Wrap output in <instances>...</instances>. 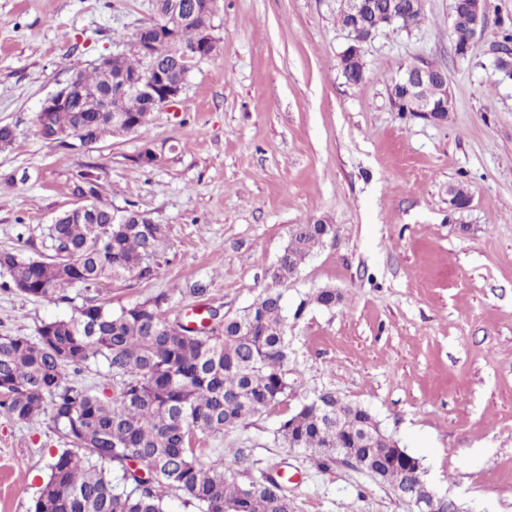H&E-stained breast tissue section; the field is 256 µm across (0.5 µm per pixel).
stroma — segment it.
<instances>
[{
	"label": "stroma",
	"mask_w": 512,
	"mask_h": 512,
	"mask_svg": "<svg viewBox=\"0 0 512 512\" xmlns=\"http://www.w3.org/2000/svg\"><path fill=\"white\" fill-rule=\"evenodd\" d=\"M452 0H423L411 30L364 47L365 74L342 75V0H217L220 51L194 62L176 103L140 133L89 145L42 139L41 102L76 73L127 51L153 0H0V252L45 260L48 227L72 206V175L94 166L101 198L162 225L166 255L150 278L76 286L47 303L0 274V336L35 337L88 302L112 311L163 297L169 319L194 304L233 316L271 283L294 225L324 219L334 239L285 291L288 394L219 436H195L201 463L223 457L238 483L281 469L295 512H414L393 487L343 461L320 467L279 427L323 391L367 408L420 458L460 512H512V80L492 48L512 0H488L467 57L450 37ZM447 75L453 109L433 123L395 111L408 64ZM163 152L147 167L144 148ZM464 186L469 207L448 205ZM209 286L201 298L195 282ZM333 288L336 307L314 296ZM65 448L48 418L0 409V512H33Z\"/></svg>",
	"instance_id": "1"
}]
</instances>
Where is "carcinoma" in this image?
Wrapping results in <instances>:
<instances>
[{"label":"carcinoma","mask_w":512,"mask_h":512,"mask_svg":"<svg viewBox=\"0 0 512 512\" xmlns=\"http://www.w3.org/2000/svg\"><path fill=\"white\" fill-rule=\"evenodd\" d=\"M355 4L344 0L338 15L339 24L353 33L350 45L355 53L342 67L350 84L364 77L368 31L390 25L395 10L407 16L411 28L423 19L422 0H368L363 11ZM452 8L453 40L463 48L471 39L468 0H453ZM197 39L198 26H184L177 41L157 43L153 65L163 72L179 68L182 53ZM146 68L134 41L131 55H122L110 70L96 66L78 77L91 93L109 89L111 80L123 72ZM408 93L395 78L391 101L396 111H405ZM124 109L135 133L155 112L140 94L128 96ZM84 113L85 136L92 141L113 132L109 120L94 108ZM85 188L91 192L93 216L86 222L60 214L53 238L59 256L52 262L0 252V271L8 273L21 292L56 303L75 285L88 290L103 279L134 273L145 278L158 264L164 247L162 226L125 223L137 210L119 216L101 203L100 176L89 168L73 175V191ZM323 243L309 225H295L271 273L275 287L265 289L238 315L207 310L215 319L208 330L168 320L160 297L118 312L86 305L77 317L43 323L34 338L0 336V407L19 423L49 417L68 445L49 464L33 512H168L157 476L183 505L197 512H294L281 475L269 473L259 484L241 485L224 459L199 462L191 438L196 432L222 435L285 394L288 317L279 286ZM91 363L102 364L104 377L117 381L114 396L102 397L78 385L75 376ZM316 400L321 410L310 400L280 425L289 447L318 455L324 466L341 453L353 455L364 466L381 469V480L391 485L417 483V474L390 462V448L396 444L392 437L378 431L373 445H359L361 422L371 417L368 410L346 412L338 431L336 395L326 391Z\"/></svg>","instance_id":"cac0c4a2"}]
</instances>
